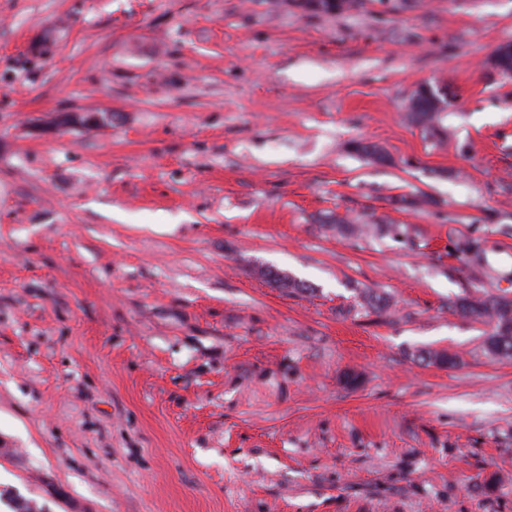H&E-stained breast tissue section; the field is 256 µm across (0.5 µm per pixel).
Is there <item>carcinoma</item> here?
I'll return each mask as SVG.
<instances>
[{
    "label": "carcinoma",
    "mask_w": 512,
    "mask_h": 512,
    "mask_svg": "<svg viewBox=\"0 0 512 512\" xmlns=\"http://www.w3.org/2000/svg\"><path fill=\"white\" fill-rule=\"evenodd\" d=\"M410 119L433 136L445 135L440 125L438 112H411ZM355 150L370 157L376 163H385L387 156L375 144L357 142ZM336 229L351 234H361L369 231L374 235L383 236L391 229L379 225L366 228L347 224L341 218L334 219ZM454 250L464 259L475 274H485L482 263L484 253L483 241L479 238L463 237L455 242ZM364 304L372 310H385L390 305L387 296L374 291H368L363 297ZM448 309L461 317H474L483 320L488 326L484 347L488 355L498 360L512 359V299L507 296H489L482 294H466L448 301Z\"/></svg>",
    "instance_id": "carcinoma-1"
}]
</instances>
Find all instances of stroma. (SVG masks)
Masks as SVG:
<instances>
[{
    "label": "stroma",
    "mask_w": 512,
    "mask_h": 512,
    "mask_svg": "<svg viewBox=\"0 0 512 512\" xmlns=\"http://www.w3.org/2000/svg\"><path fill=\"white\" fill-rule=\"evenodd\" d=\"M351 2L0 0V512H512V0ZM420 93L432 102L435 112H410V119L431 135L443 137L445 132L440 125L441 119L439 112L444 111L448 101V91L446 88H442L439 94H436L432 89L423 87ZM454 250L464 259L474 274L484 275L486 273L482 263L483 241L480 238H460L455 242ZM448 309L461 317L482 319L489 327L484 340L488 355L512 359V299L507 296L466 294L448 301Z\"/></svg>",
    "instance_id": "obj_1"
}]
</instances>
